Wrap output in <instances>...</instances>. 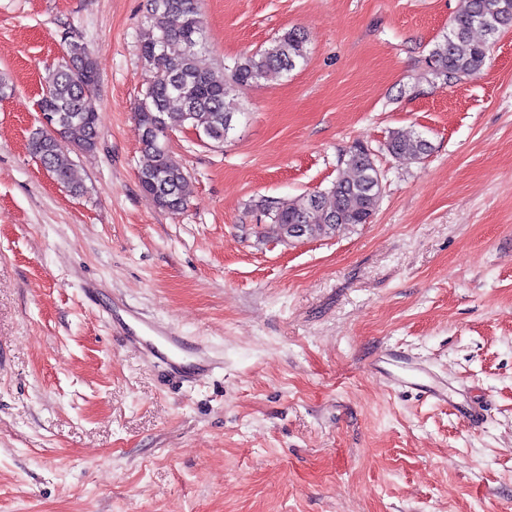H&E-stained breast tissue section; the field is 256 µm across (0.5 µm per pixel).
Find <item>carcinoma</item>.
<instances>
[{
  "label": "carcinoma",
  "instance_id": "cac0c4a2",
  "mask_svg": "<svg viewBox=\"0 0 512 512\" xmlns=\"http://www.w3.org/2000/svg\"><path fill=\"white\" fill-rule=\"evenodd\" d=\"M512 29V0H463L452 17L448 31L434 43L427 67L433 78L452 83L458 76L481 73L488 57L490 40ZM481 33L483 39L474 38ZM207 42L200 0H148L145 25L140 32L139 51L144 63L146 88L135 108L140 142L149 162L139 172L142 191L154 202L159 193L178 213L185 209L190 182L183 166L173 157L167 139L150 138L148 129L156 121L176 131L193 127L204 138L221 143L235 129L239 103L236 86L257 82L271 70L290 72L308 57L307 35L290 28L259 50L234 60L225 77L200 69L196 59ZM67 55L72 65L46 69L44 78L48 99L40 104L55 116L56 130L38 128L29 136L31 152L49 172L73 191L80 185L72 178L75 151L90 152L99 137L98 112L86 106L95 96L96 84L83 73L88 49L79 42L69 43ZM384 149L402 162H413L432 151L424 137L394 130ZM349 177L337 180L331 188L313 197L303 195L287 207L262 199L255 207L267 211L276 207L275 219L262 225L263 239L296 241L295 225H304L303 238L330 237L342 227L368 224L379 207L382 188L373 167L369 149L357 145L343 158Z\"/></svg>",
  "mask_w": 512,
  "mask_h": 512
}]
</instances>
